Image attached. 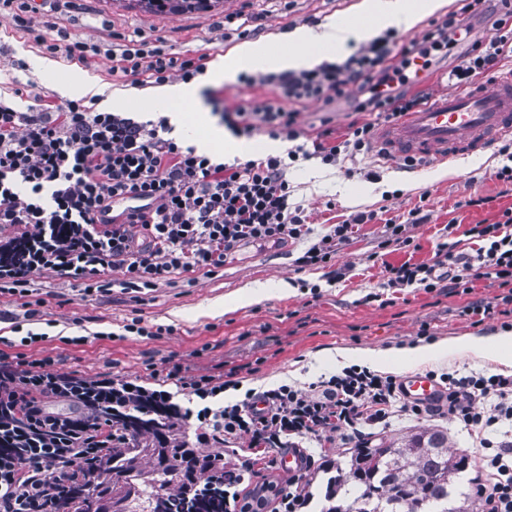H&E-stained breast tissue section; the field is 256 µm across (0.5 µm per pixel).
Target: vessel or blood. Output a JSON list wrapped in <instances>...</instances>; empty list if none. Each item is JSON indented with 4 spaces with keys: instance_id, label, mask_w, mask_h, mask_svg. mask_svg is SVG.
Returning a JSON list of instances; mask_svg holds the SVG:
<instances>
[{
    "instance_id": "1",
    "label": "vessel or blood",
    "mask_w": 512,
    "mask_h": 512,
    "mask_svg": "<svg viewBox=\"0 0 512 512\" xmlns=\"http://www.w3.org/2000/svg\"><path fill=\"white\" fill-rule=\"evenodd\" d=\"M512 138V65L493 84L481 82L453 94L433 95L417 111L382 129L379 161L399 157L444 162L484 150L493 140ZM404 394L415 401H438L442 389L423 373L406 376Z\"/></svg>"
}]
</instances>
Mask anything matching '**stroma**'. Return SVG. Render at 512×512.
<instances>
[{
  "instance_id": "stroma-1",
  "label": "stroma",
  "mask_w": 512,
  "mask_h": 512,
  "mask_svg": "<svg viewBox=\"0 0 512 512\" xmlns=\"http://www.w3.org/2000/svg\"><path fill=\"white\" fill-rule=\"evenodd\" d=\"M361 0H223L206 11L156 15L144 12L135 0H42V18L55 22L71 38L88 39L104 46L123 39L163 41L173 51L191 56L207 52L210 59L224 56L240 44L242 18L257 17L261 24L248 42H262L270 34L290 32L311 22L358 17ZM48 69H41V62ZM110 59L100 56L91 66L51 56L31 36L17 31L11 15L0 13V94L14 97L19 110L30 105V93L53 104L66 102L60 90L70 75L95 79L107 89H124L122 112L144 120L156 108L150 88H122L111 74ZM22 97H15V90ZM298 125L306 137H315L321 118H330L336 136L348 132L355 117L354 99L346 97L326 105L316 101L295 104ZM491 144L483 152L421 165L409 171L399 162L379 163L365 155L356 162L323 165L311 158L293 163L288 179L292 203L309 217L310 232L282 243L246 244L223 269L209 275L189 272L143 290L140 298L113 290L106 297L82 296L78 287L45 273L32 276V288L43 298L40 321L27 322L19 299L0 297V337L20 340L22 331L47 334V341L27 348L28 356L57 357L67 373L95 377H137L154 387L163 381L172 362H182L188 374L237 371L242 385L264 391L282 384L301 388L338 374V367L317 362L323 349H389L411 347L425 341L460 336H483L512 327L505 313V288L484 279L460 288H391L387 266L406 261L430 262L443 242L446 225L454 237L477 224L496 221L512 207V193L501 194L487 172L506 164ZM488 197V204L466 207L465 196ZM425 206L430 219L407 225L405 242H395L385 230L386 220H401L415 206ZM361 211L377 212L376 221L354 227L325 268H299L297 259L333 226ZM288 283V295H279V283ZM257 283L270 288L261 302L239 307L241 286ZM493 308V315L471 312L472 304ZM141 318L149 327H165L153 338L127 334L123 326ZM84 337L81 345L73 337ZM441 429L456 452L477 456V442L466 429L443 416L393 418L391 424L372 428L371 441L390 445L407 434Z\"/></svg>"
}]
</instances>
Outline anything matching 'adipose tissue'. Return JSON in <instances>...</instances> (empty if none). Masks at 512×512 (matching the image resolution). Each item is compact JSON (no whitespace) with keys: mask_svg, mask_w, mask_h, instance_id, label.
<instances>
[{"mask_svg":"<svg viewBox=\"0 0 512 512\" xmlns=\"http://www.w3.org/2000/svg\"><path fill=\"white\" fill-rule=\"evenodd\" d=\"M444 0H362L360 13L368 17L372 28L385 26L412 27L426 16L442 8ZM352 29L330 20L315 27L299 28L283 34L289 44L286 52L275 51L271 42L246 43L228 53L216 78H233L241 69L284 70L298 68L335 55L347 43ZM469 355L512 367V332L485 336H462L432 344H422L396 352L348 349L319 353L320 361L344 364L358 362L371 370H389L397 364L419 365L441 356Z\"/></svg>","mask_w":512,"mask_h":512,"instance_id":"adipose-tissue-1","label":"adipose tissue"}]
</instances>
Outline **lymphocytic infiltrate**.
Instances as JSON below:
<instances>
[{
	"label": "lymphocytic infiltrate",
	"mask_w": 512,
	"mask_h": 512,
	"mask_svg": "<svg viewBox=\"0 0 512 512\" xmlns=\"http://www.w3.org/2000/svg\"><path fill=\"white\" fill-rule=\"evenodd\" d=\"M17 28L47 51L68 62L86 64L106 55L112 74L140 88L174 80L191 82L205 71V55L189 56L129 40L110 51L88 41L48 38L33 17L30 0H0ZM472 41L466 60L448 72L459 86L492 75L512 54V0H456L453 10L433 21L412 49H397L387 36L362 43L338 62L300 72L239 76L248 87H268L270 99L248 112L220 115L236 136L256 132L294 142L286 155H269L236 165L212 162L195 148L170 138L167 118L140 122L126 112H94L79 101L63 105L35 96L27 111L0 96V296L28 299L26 320L39 316L31 276L48 272L81 285L84 295L105 296L113 288L132 293L157 286L173 274L217 272L245 242L277 243L308 232L307 217L290 203L289 162L317 156L327 165L340 156L374 148L370 112L398 118L420 102L397 94L413 66L429 68L437 54ZM356 92V111L347 137L333 140L323 129L311 145L300 144L299 101L325 104ZM135 200L134 208L115 211L117 199ZM374 212L356 213L336 225L297 260L300 267L330 262L352 224H367ZM475 253L457 242L440 243L434 264L403 263L391 268L392 288L426 290L448 283L468 287L469 270L480 278L512 284V208L490 224L469 230ZM52 356L29 360L0 352V512H62L69 478L98 482L123 445L104 411L165 408L175 421L197 420L200 440L210 443L209 470L199 479L206 492L224 497V512H252L253 502L240 487L255 461L275 468L284 439L316 437L361 439L362 422L384 423L394 407L420 416L422 404H401L394 377L351 366L308 389L283 384L260 393L247 391L242 402L223 405L219 397L238 387L233 378L185 377L181 363L166 374L197 400L198 409L180 405L176 392L157 390L122 376L84 378L61 372ZM450 418L475 432L485 480L472 495L476 512H512V440L493 442L488 429L512 425V375L444 377ZM54 403L68 412L51 411ZM247 440L250 458L224 471V445Z\"/></svg>",
	"instance_id": "lymphocytic-infiltrate-1"
}]
</instances>
